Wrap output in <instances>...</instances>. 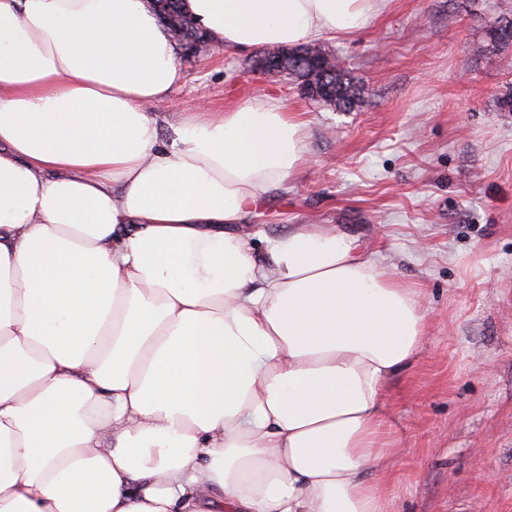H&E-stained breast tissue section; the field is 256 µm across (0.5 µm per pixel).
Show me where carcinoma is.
I'll list each match as a JSON object with an SVG mask.
<instances>
[{
    "instance_id": "1",
    "label": "carcinoma",
    "mask_w": 512,
    "mask_h": 512,
    "mask_svg": "<svg viewBox=\"0 0 512 512\" xmlns=\"http://www.w3.org/2000/svg\"><path fill=\"white\" fill-rule=\"evenodd\" d=\"M160 19L173 34L177 46L184 43L208 42L205 33L180 9V0H154ZM487 46H512V13L500 15L487 29ZM281 71L301 81L304 90L317 101L339 111L350 110L360 100L361 89L353 79L338 68L322 47L304 45L280 61Z\"/></svg>"
}]
</instances>
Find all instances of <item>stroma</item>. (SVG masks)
<instances>
[{
    "label": "stroma",
    "mask_w": 512,
    "mask_h": 512,
    "mask_svg": "<svg viewBox=\"0 0 512 512\" xmlns=\"http://www.w3.org/2000/svg\"><path fill=\"white\" fill-rule=\"evenodd\" d=\"M512 0H387L360 30L323 38L361 86L352 110L212 45L180 60L173 115L277 99L305 123L306 161L241 225L251 244L331 224L424 291L418 358L390 381L392 512H512V50L479 52Z\"/></svg>",
    "instance_id": "1"
}]
</instances>
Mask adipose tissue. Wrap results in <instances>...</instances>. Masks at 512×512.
<instances>
[{"mask_svg": "<svg viewBox=\"0 0 512 512\" xmlns=\"http://www.w3.org/2000/svg\"><path fill=\"white\" fill-rule=\"evenodd\" d=\"M385 0H182L239 51L349 34ZM149 0H0V512H388L383 403L420 294L242 215L305 159L255 99L170 122Z\"/></svg>", "mask_w": 512, "mask_h": 512, "instance_id": "1", "label": "adipose tissue"}]
</instances>
